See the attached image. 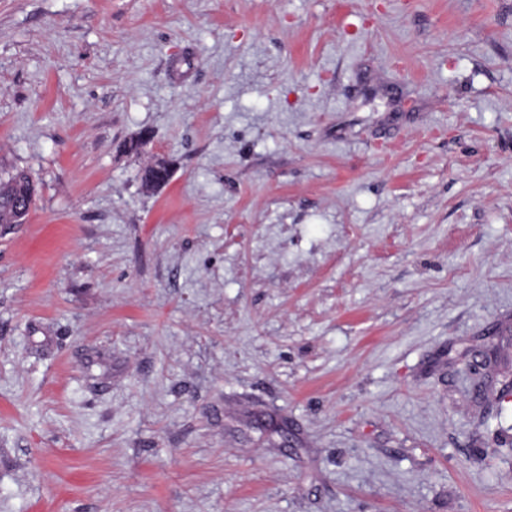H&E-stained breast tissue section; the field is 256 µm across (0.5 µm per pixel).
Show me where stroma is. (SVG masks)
I'll use <instances>...</instances> for the list:
<instances>
[{"instance_id": "obj_1", "label": "stroma", "mask_w": 512, "mask_h": 512, "mask_svg": "<svg viewBox=\"0 0 512 512\" xmlns=\"http://www.w3.org/2000/svg\"><path fill=\"white\" fill-rule=\"evenodd\" d=\"M18 171L0 512H512V0H0Z\"/></svg>"}]
</instances>
